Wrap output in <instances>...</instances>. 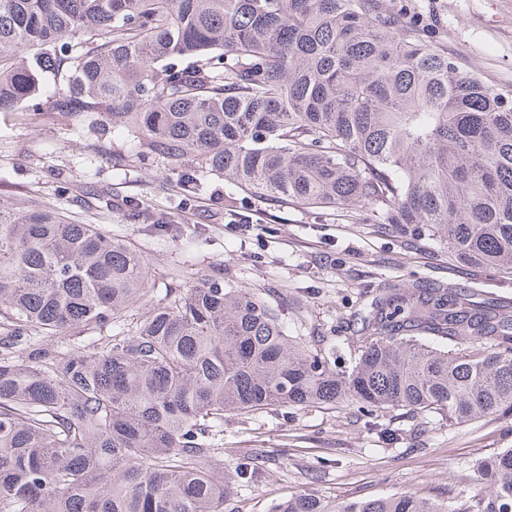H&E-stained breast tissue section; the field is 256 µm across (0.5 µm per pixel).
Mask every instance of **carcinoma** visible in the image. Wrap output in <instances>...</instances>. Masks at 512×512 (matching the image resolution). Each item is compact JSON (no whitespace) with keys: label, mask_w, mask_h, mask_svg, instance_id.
Instances as JSON below:
<instances>
[{"label":"carcinoma","mask_w":512,"mask_h":512,"mask_svg":"<svg viewBox=\"0 0 512 512\" xmlns=\"http://www.w3.org/2000/svg\"><path fill=\"white\" fill-rule=\"evenodd\" d=\"M48 75L53 111L124 133L125 166L193 164L186 194L207 173L512 275V91L377 0H0V112ZM127 217L169 226L136 201ZM151 292L145 258L99 225L0 203V512H238L217 464L224 416L270 406L450 426L512 414V306L464 285L388 284L341 373L221 275L172 278L122 329ZM264 458L240 459L234 481L266 476ZM473 468L486 487L468 500L310 491L268 512H512V448Z\"/></svg>","instance_id":"cac0c4a2"}]
</instances>
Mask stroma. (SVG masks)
<instances>
[{
  "label": "stroma",
  "instance_id": "35a3bbf8",
  "mask_svg": "<svg viewBox=\"0 0 512 512\" xmlns=\"http://www.w3.org/2000/svg\"><path fill=\"white\" fill-rule=\"evenodd\" d=\"M382 3L419 23L449 57L487 82L512 86V0ZM55 92L47 85L39 111L22 104L0 113V202L34 200L130 244L150 262L153 300L184 269L221 272L225 283L249 288L279 308L292 335L334 353L340 370L359 353L360 310L391 281L458 282L512 302V276L456 267L436 247L352 223L345 212L237 190L214 176L185 197L180 170L152 160L123 170L114 160L121 135L94 134L99 113L76 123L52 112ZM129 200L167 213L169 229L129 223ZM245 223L266 232L243 241L228 230ZM383 422L401 428V435L392 439L369 428L345 404L273 407L247 423L225 419V467L258 448L271 456L268 478L233 488L232 506L267 512L272 500L308 489L331 503L391 494L466 499L481 488L472 460L512 448V415L451 426L436 414L394 410Z\"/></svg>",
  "mask_w": 512,
  "mask_h": 512
}]
</instances>
